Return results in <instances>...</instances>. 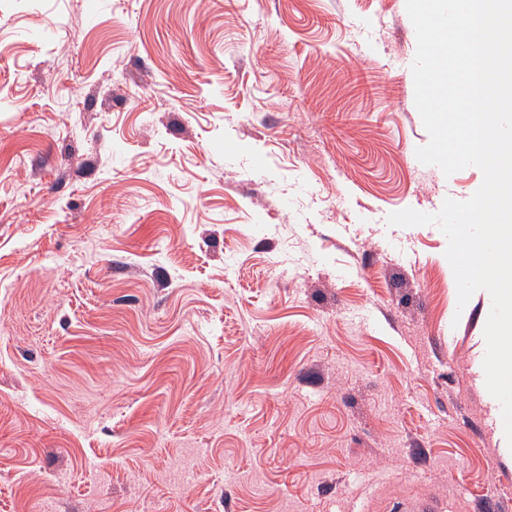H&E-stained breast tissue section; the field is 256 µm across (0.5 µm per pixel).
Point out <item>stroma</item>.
<instances>
[{"instance_id": "obj_1", "label": "stroma", "mask_w": 512, "mask_h": 512, "mask_svg": "<svg viewBox=\"0 0 512 512\" xmlns=\"http://www.w3.org/2000/svg\"><path fill=\"white\" fill-rule=\"evenodd\" d=\"M405 0H0V512H512L418 161Z\"/></svg>"}]
</instances>
